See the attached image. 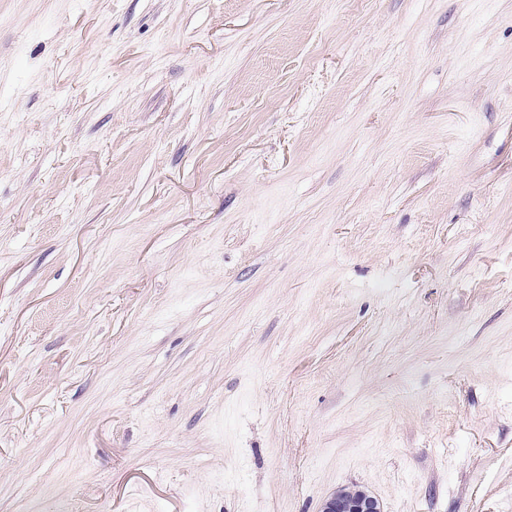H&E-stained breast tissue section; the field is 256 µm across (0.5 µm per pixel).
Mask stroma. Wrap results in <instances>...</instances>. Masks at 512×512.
I'll return each mask as SVG.
<instances>
[{
	"label": "stroma",
	"instance_id": "35a3bbf8",
	"mask_svg": "<svg viewBox=\"0 0 512 512\" xmlns=\"http://www.w3.org/2000/svg\"><path fill=\"white\" fill-rule=\"evenodd\" d=\"M512 512V0H0V512ZM322 512H382L379 500L363 490H337L324 503Z\"/></svg>",
	"mask_w": 512,
	"mask_h": 512
}]
</instances>
